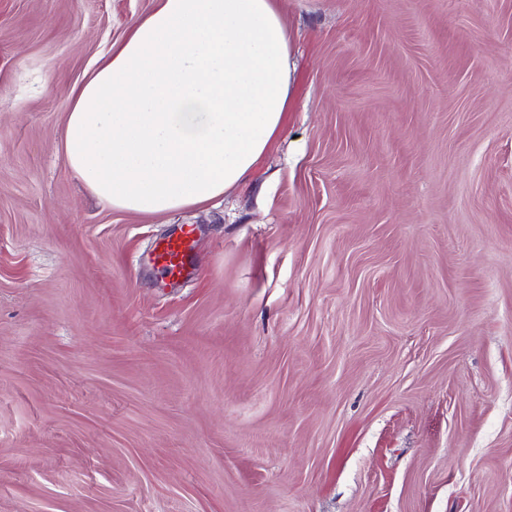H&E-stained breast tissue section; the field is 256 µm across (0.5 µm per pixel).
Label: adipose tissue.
<instances>
[{"instance_id": "obj_1", "label": "adipose tissue", "mask_w": 512, "mask_h": 512, "mask_svg": "<svg viewBox=\"0 0 512 512\" xmlns=\"http://www.w3.org/2000/svg\"><path fill=\"white\" fill-rule=\"evenodd\" d=\"M290 43L280 0H157L73 89L71 170L131 213L224 197L282 131Z\"/></svg>"}]
</instances>
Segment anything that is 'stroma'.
Wrapping results in <instances>:
<instances>
[{"label":"stroma","instance_id":"35a3bbf8","mask_svg":"<svg viewBox=\"0 0 512 512\" xmlns=\"http://www.w3.org/2000/svg\"><path fill=\"white\" fill-rule=\"evenodd\" d=\"M153 7L0 0V512H512V0H283L282 134L140 215L63 134ZM193 229L181 228L177 235H170L157 243L153 250V261L171 279L188 274L193 250Z\"/></svg>","mask_w":512,"mask_h":512}]
</instances>
